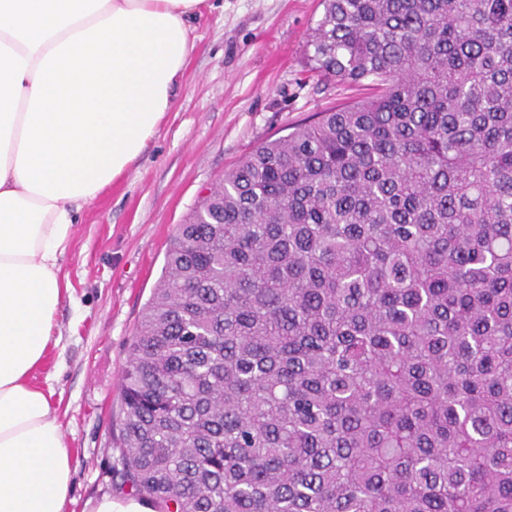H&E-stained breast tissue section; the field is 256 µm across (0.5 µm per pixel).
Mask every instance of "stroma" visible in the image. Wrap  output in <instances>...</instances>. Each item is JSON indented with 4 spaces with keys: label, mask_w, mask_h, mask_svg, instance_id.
I'll return each instance as SVG.
<instances>
[{
    "label": "stroma",
    "mask_w": 512,
    "mask_h": 512,
    "mask_svg": "<svg viewBox=\"0 0 512 512\" xmlns=\"http://www.w3.org/2000/svg\"><path fill=\"white\" fill-rule=\"evenodd\" d=\"M320 0H208L194 49L158 135L121 178L78 213L60 275L70 295L60 341L37 371L52 383L72 468L64 512L111 495L128 345L170 240L206 189L261 142L358 93L318 81L303 49Z\"/></svg>",
    "instance_id": "stroma-1"
}]
</instances>
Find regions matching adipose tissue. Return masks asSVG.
Segmentation results:
<instances>
[{
  "mask_svg": "<svg viewBox=\"0 0 512 512\" xmlns=\"http://www.w3.org/2000/svg\"><path fill=\"white\" fill-rule=\"evenodd\" d=\"M204 0H0V512H63L72 463L53 384L60 260L77 206L159 131Z\"/></svg>",
  "mask_w": 512,
  "mask_h": 512,
  "instance_id": "obj_1",
  "label": "adipose tissue"
}]
</instances>
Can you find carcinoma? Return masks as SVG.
Wrapping results in <instances>:
<instances>
[{"label":"carcinoma","instance_id":"carcinoma-1","mask_svg":"<svg viewBox=\"0 0 512 512\" xmlns=\"http://www.w3.org/2000/svg\"><path fill=\"white\" fill-rule=\"evenodd\" d=\"M363 95L179 225L112 470L159 512H512V0H321Z\"/></svg>","mask_w":512,"mask_h":512}]
</instances>
